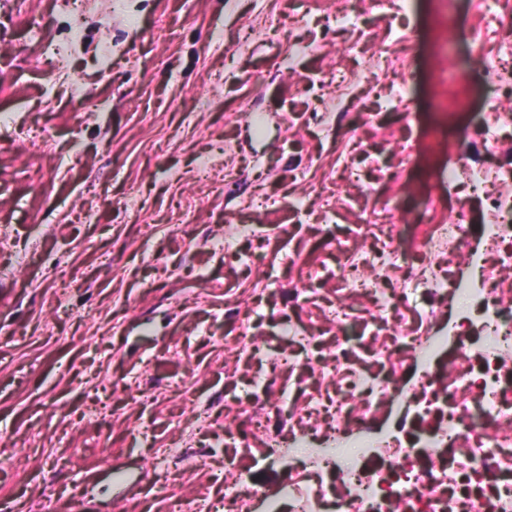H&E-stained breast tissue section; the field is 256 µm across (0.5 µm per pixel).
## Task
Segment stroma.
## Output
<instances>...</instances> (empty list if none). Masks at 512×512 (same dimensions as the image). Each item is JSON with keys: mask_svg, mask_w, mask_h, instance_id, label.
Returning <instances> with one entry per match:
<instances>
[{"mask_svg": "<svg viewBox=\"0 0 512 512\" xmlns=\"http://www.w3.org/2000/svg\"><path fill=\"white\" fill-rule=\"evenodd\" d=\"M388 2L346 22V0H96L77 22L57 0H0V495L16 512L68 496L172 512L140 488L180 433L285 482L293 467L268 466L244 411L314 413L358 375L396 388L375 427L441 423L407 403L423 370L442 388L480 362L477 345L457 352L474 329L453 283L489 304L512 287V239L486 235L512 225L489 205L512 197V122L487 114L512 110V24L486 0ZM470 139L494 144L479 194L446 181ZM389 203L404 251L378 272L382 235L361 240L349 259L374 292L346 293L336 243ZM459 211L466 257L425 251ZM421 330L441 343L425 369ZM243 331L254 352L235 349ZM61 450L69 468L50 474Z\"/></svg>", "mask_w": 512, "mask_h": 512, "instance_id": "stroma-1", "label": "stroma"}]
</instances>
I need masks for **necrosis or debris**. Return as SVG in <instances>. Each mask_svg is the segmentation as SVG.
I'll use <instances>...</instances> for the list:
<instances>
[{"mask_svg":"<svg viewBox=\"0 0 512 512\" xmlns=\"http://www.w3.org/2000/svg\"><path fill=\"white\" fill-rule=\"evenodd\" d=\"M485 335L479 372L466 371L449 377L448 425L433 429L423 446H404L398 440L370 437L359 442L348 457L302 450L306 434L303 420L287 409L273 412L272 422L259 432L270 448L290 433L287 453L298 465L294 481L278 493L287 499L290 512H306L308 501L321 504L324 512H391L392 496L405 490L404 512H512V387L501 385L492 374L512 356V296L479 315ZM389 384L377 391L337 396L332 416L337 423L367 426L373 398H385ZM451 448L444 464L429 468L419 461L429 446ZM335 476L343 492L326 498L327 476ZM273 489L237 477L224 487L226 512H237L240 500L268 501Z\"/></svg>","mask_w":512,"mask_h":512,"instance_id":"obj_1","label":"necrosis or debris"}]
</instances>
